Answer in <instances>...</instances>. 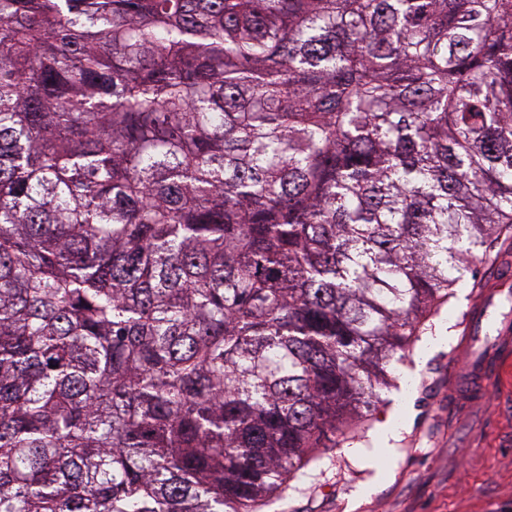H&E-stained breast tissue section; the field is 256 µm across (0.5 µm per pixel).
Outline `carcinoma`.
<instances>
[{
  "instance_id": "obj_1",
  "label": "carcinoma",
  "mask_w": 512,
  "mask_h": 512,
  "mask_svg": "<svg viewBox=\"0 0 512 512\" xmlns=\"http://www.w3.org/2000/svg\"><path fill=\"white\" fill-rule=\"evenodd\" d=\"M512 233V0H0V512H258Z\"/></svg>"
}]
</instances>
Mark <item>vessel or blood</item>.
Instances as JSON below:
<instances>
[{
    "instance_id": "vessel-or-blood-1",
    "label": "vessel or blood",
    "mask_w": 512,
    "mask_h": 512,
    "mask_svg": "<svg viewBox=\"0 0 512 512\" xmlns=\"http://www.w3.org/2000/svg\"><path fill=\"white\" fill-rule=\"evenodd\" d=\"M509 288H512V256L505 254L489 272L464 324L461 372L468 387L485 385L496 375L501 363L512 359V321H499L493 337L484 334L501 294Z\"/></svg>"
}]
</instances>
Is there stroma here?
<instances>
[{"label": "stroma", "instance_id": "35a3bbf8", "mask_svg": "<svg viewBox=\"0 0 512 512\" xmlns=\"http://www.w3.org/2000/svg\"><path fill=\"white\" fill-rule=\"evenodd\" d=\"M478 289L457 290L397 365L396 384L352 438L337 440L307 476L263 512H512V363L487 396L459 388L461 326ZM396 428L391 454L382 435Z\"/></svg>", "mask_w": 512, "mask_h": 512}]
</instances>
